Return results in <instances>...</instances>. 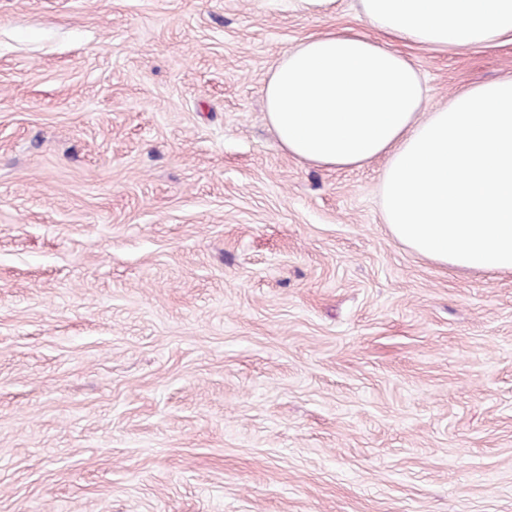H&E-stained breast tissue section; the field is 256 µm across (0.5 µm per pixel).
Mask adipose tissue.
<instances>
[{"label":"adipose tissue","instance_id":"ef3b65f1","mask_svg":"<svg viewBox=\"0 0 512 512\" xmlns=\"http://www.w3.org/2000/svg\"><path fill=\"white\" fill-rule=\"evenodd\" d=\"M376 27L414 44L472 48L512 37V0H360ZM292 157L327 168L386 160L387 224L413 251L512 273V78L423 112L417 68L354 32L302 40L264 87Z\"/></svg>","mask_w":512,"mask_h":512}]
</instances>
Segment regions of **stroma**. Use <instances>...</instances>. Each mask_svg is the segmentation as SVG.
Instances as JSON below:
<instances>
[{
  "instance_id": "1",
  "label": "stroma",
  "mask_w": 512,
  "mask_h": 512,
  "mask_svg": "<svg viewBox=\"0 0 512 512\" xmlns=\"http://www.w3.org/2000/svg\"><path fill=\"white\" fill-rule=\"evenodd\" d=\"M352 29L426 111L512 77L360 0H0V512H512V273L386 224L264 87Z\"/></svg>"
}]
</instances>
